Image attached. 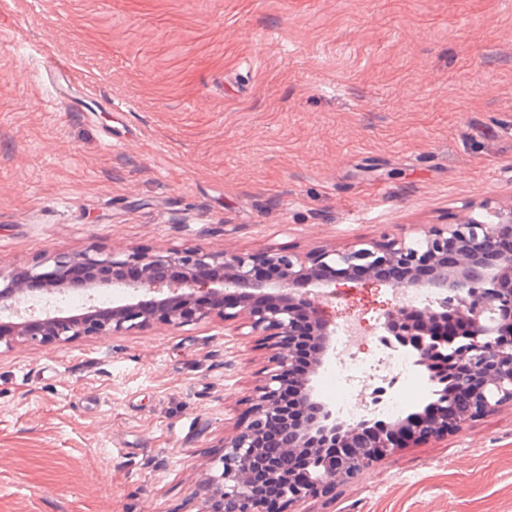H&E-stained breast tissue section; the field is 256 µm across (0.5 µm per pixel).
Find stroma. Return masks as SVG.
<instances>
[{
    "mask_svg": "<svg viewBox=\"0 0 512 512\" xmlns=\"http://www.w3.org/2000/svg\"><path fill=\"white\" fill-rule=\"evenodd\" d=\"M94 85L53 99L48 67ZM512 202L503 0H0V268L344 252ZM372 328L399 292L342 280ZM246 318L0 345V512H200L277 353ZM293 512H512V402Z\"/></svg>",
    "mask_w": 512,
    "mask_h": 512,
    "instance_id": "obj_1",
    "label": "stroma"
}]
</instances>
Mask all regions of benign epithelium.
Listing matches in <instances>:
<instances>
[{
    "label": "benign epithelium",
    "mask_w": 512,
    "mask_h": 512,
    "mask_svg": "<svg viewBox=\"0 0 512 512\" xmlns=\"http://www.w3.org/2000/svg\"><path fill=\"white\" fill-rule=\"evenodd\" d=\"M512 204L434 227L413 243L407 237L372 241L336 253L281 250L215 253L201 248L175 252L136 249L103 254L58 253L22 270L0 268V343L20 337L31 343L71 341L79 336H120L151 324L183 326L213 313L228 321L249 320L253 331L276 339L280 351L249 396V421L224 441L221 472L211 479L202 512H267L260 481L281 491L278 512L350 480L402 448L399 425L376 418L345 421L316 388L319 368L336 352V325L318 315L321 297L336 283L358 275L395 290L429 289L439 304L423 310L394 306L383 314L384 340L410 349L414 366L433 386L437 415L416 414L413 439L445 435L512 401ZM395 268L397 280L379 273ZM173 284L171 295L158 296ZM66 288L112 291V308L63 316L45 305H27ZM316 345V358L301 383L293 376L296 345ZM279 427L288 435L287 462L263 454L261 439ZM371 436L359 463L336 457ZM329 456L333 464L301 474L290 460Z\"/></svg>",
    "instance_id": "benign-epithelium-1"
}]
</instances>
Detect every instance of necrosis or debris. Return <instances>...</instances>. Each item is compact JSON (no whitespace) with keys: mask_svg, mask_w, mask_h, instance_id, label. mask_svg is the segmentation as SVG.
Returning a JSON list of instances; mask_svg holds the SVG:
<instances>
[{"mask_svg":"<svg viewBox=\"0 0 512 512\" xmlns=\"http://www.w3.org/2000/svg\"><path fill=\"white\" fill-rule=\"evenodd\" d=\"M363 344L362 319L355 314L343 319L338 325L336 355L321 371L319 389L345 419L371 415L398 420L408 403L425 391L426 381L411 369L402 351L382 345L365 354Z\"/></svg>","mask_w":512,"mask_h":512,"instance_id":"4bbe7bcc","label":"necrosis or debris"}]
</instances>
